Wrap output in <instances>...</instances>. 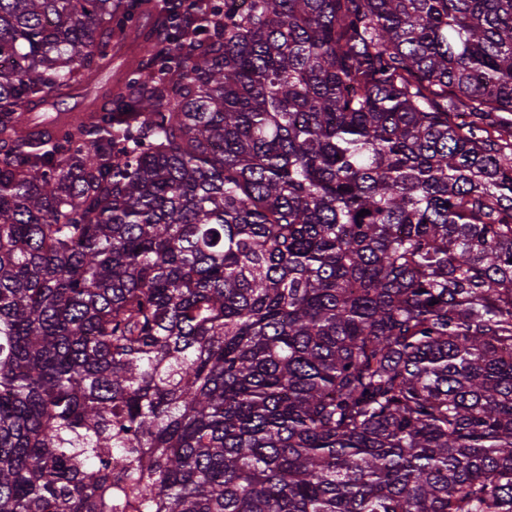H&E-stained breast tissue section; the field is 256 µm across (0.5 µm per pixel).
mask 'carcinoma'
Returning a JSON list of instances; mask_svg holds the SVG:
<instances>
[{
	"label": "carcinoma",
	"mask_w": 512,
	"mask_h": 512,
	"mask_svg": "<svg viewBox=\"0 0 512 512\" xmlns=\"http://www.w3.org/2000/svg\"><path fill=\"white\" fill-rule=\"evenodd\" d=\"M247 2L0 0V512H512V0ZM139 52V41L132 35L126 41L116 45L112 51V82L122 76L126 67Z\"/></svg>",
	"instance_id": "1"
}]
</instances>
